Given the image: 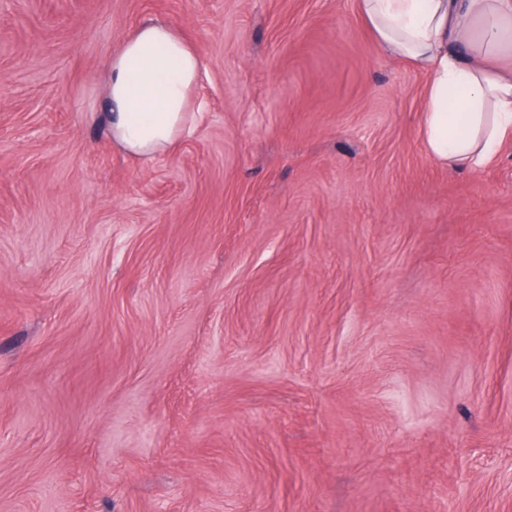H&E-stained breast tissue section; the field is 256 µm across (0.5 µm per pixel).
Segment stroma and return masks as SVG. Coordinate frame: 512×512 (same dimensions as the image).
I'll use <instances>...</instances> for the list:
<instances>
[{
  "mask_svg": "<svg viewBox=\"0 0 512 512\" xmlns=\"http://www.w3.org/2000/svg\"><path fill=\"white\" fill-rule=\"evenodd\" d=\"M197 50L112 144L104 60ZM358 0H0V512H512V142L426 152ZM106 124L131 156L154 160L188 128L200 72L195 50L167 22L141 23L107 57Z\"/></svg>",
  "mask_w": 512,
  "mask_h": 512,
  "instance_id": "stroma-1",
  "label": "stroma"
}]
</instances>
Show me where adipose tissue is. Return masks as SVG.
Segmentation results:
<instances>
[{
  "label": "adipose tissue",
  "instance_id": "1",
  "mask_svg": "<svg viewBox=\"0 0 512 512\" xmlns=\"http://www.w3.org/2000/svg\"><path fill=\"white\" fill-rule=\"evenodd\" d=\"M385 54L427 73L428 153L478 170L512 139V0H359ZM106 124L131 156L166 154L188 128L200 72L195 50L167 22L141 23L107 57Z\"/></svg>",
  "mask_w": 512,
  "mask_h": 512
}]
</instances>
